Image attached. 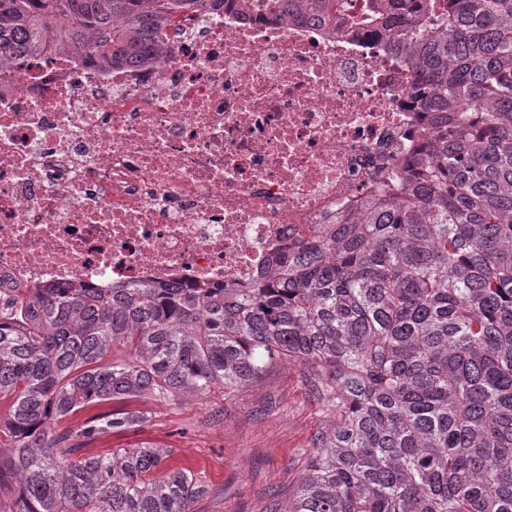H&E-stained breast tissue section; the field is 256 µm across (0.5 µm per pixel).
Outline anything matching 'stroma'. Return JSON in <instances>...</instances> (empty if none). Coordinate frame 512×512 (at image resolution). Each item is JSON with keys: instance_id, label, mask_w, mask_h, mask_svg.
I'll list each match as a JSON object with an SVG mask.
<instances>
[{"instance_id": "1", "label": "stroma", "mask_w": 512, "mask_h": 512, "mask_svg": "<svg viewBox=\"0 0 512 512\" xmlns=\"http://www.w3.org/2000/svg\"><path fill=\"white\" fill-rule=\"evenodd\" d=\"M124 412L147 421L98 437L84 453L143 445L171 449L168 465L191 470L204 488L195 512H267L271 499L287 503L306 474L317 436L331 420L306 368L286 362L243 389L94 403L54 427L74 429L87 419Z\"/></svg>"}]
</instances>
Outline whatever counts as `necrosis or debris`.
I'll return each instance as SVG.
<instances>
[{
  "label": "necrosis or debris",
  "mask_w": 512,
  "mask_h": 512,
  "mask_svg": "<svg viewBox=\"0 0 512 512\" xmlns=\"http://www.w3.org/2000/svg\"><path fill=\"white\" fill-rule=\"evenodd\" d=\"M192 13L166 56L61 52L0 72V299L41 288H242L368 201L434 131L413 64L350 15Z\"/></svg>",
  "instance_id": "necrosis-or-debris-1"
}]
</instances>
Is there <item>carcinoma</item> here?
I'll use <instances>...</instances> for the list:
<instances>
[{
	"mask_svg": "<svg viewBox=\"0 0 512 512\" xmlns=\"http://www.w3.org/2000/svg\"><path fill=\"white\" fill-rule=\"evenodd\" d=\"M226 0H0V71L69 52L163 57L184 11ZM328 20L353 0H270ZM360 20L412 58L433 138L405 196L290 249L250 288L59 285L0 306V512H194L171 449L80 453L137 413L52 422L92 402L234 391L283 362L332 420L269 512H512V0H377ZM129 348L125 357L113 347Z\"/></svg>",
	"mask_w": 512,
	"mask_h": 512,
	"instance_id": "1",
	"label": "carcinoma"
}]
</instances>
